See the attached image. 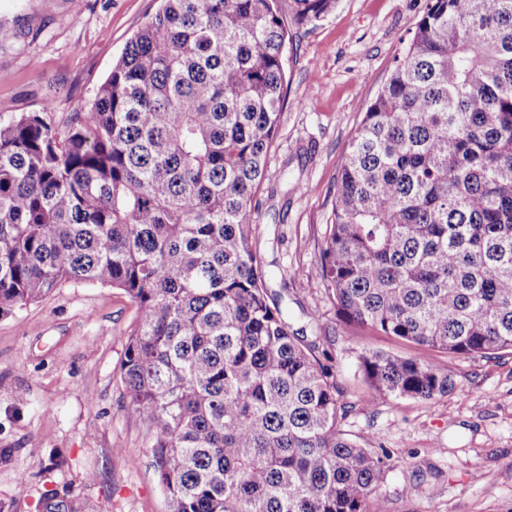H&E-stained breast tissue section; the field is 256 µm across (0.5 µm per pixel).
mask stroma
<instances>
[{"instance_id": "35a3bbf8", "label": "stroma", "mask_w": 512, "mask_h": 512, "mask_svg": "<svg viewBox=\"0 0 512 512\" xmlns=\"http://www.w3.org/2000/svg\"><path fill=\"white\" fill-rule=\"evenodd\" d=\"M426 0H336L299 19L287 104L268 155L252 243L293 329L332 354L342 428L382 440L389 512H512V353L457 358L343 324L319 275L342 158L366 105L413 35ZM158 0H0V120L46 112L63 126L90 105ZM137 310L120 289L66 283L0 316V512H167L148 427L129 411L121 363ZM422 355L454 380L433 400L379 397L364 351Z\"/></svg>"}]
</instances>
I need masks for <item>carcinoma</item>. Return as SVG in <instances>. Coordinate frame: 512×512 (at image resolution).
Listing matches in <instances>:
<instances>
[{
  "label": "carcinoma",
  "mask_w": 512,
  "mask_h": 512,
  "mask_svg": "<svg viewBox=\"0 0 512 512\" xmlns=\"http://www.w3.org/2000/svg\"><path fill=\"white\" fill-rule=\"evenodd\" d=\"M317 19L336 0H295ZM278 0H161L90 107L0 122V316L63 282L137 307L122 363L168 512H386L327 351L266 284L252 213L284 106ZM317 267L341 321L512 352V0H427L340 166ZM379 396L455 384L368 351Z\"/></svg>",
  "instance_id": "cac0c4a2"
}]
</instances>
